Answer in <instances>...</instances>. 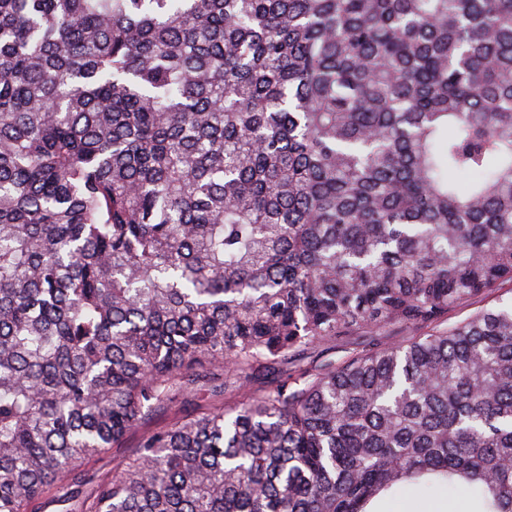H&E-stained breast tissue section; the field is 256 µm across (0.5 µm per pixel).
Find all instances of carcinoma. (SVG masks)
I'll list each match as a JSON object with an SVG mask.
<instances>
[{
  "mask_svg": "<svg viewBox=\"0 0 512 512\" xmlns=\"http://www.w3.org/2000/svg\"><path fill=\"white\" fill-rule=\"evenodd\" d=\"M505 282L512 0H0V512H512ZM512 299V285L504 283L491 294H483L467 303L456 306L448 311V325L461 322L472 314L485 308L498 304L499 301L510 302ZM379 333L380 336H365L364 334H361L336 340V342L331 344L336 345V358L344 354L337 351L345 350L348 348H356L362 343H367L373 340H381L392 344H401L409 340L412 336H419V334L422 333V330H418L415 327L409 325H398L381 330ZM183 405L177 401L167 410L158 413L149 422L142 424L138 428L132 430L121 442L118 448H109L103 453L91 458L87 463L78 467V476L81 483L72 484V491L79 492V495L88 491L99 480L110 475L116 462L130 454L137 448L141 436L158 428L169 426L175 420L181 418L185 414ZM470 500H471V492L466 488H459L454 492L442 494L436 498L426 500L420 497L418 494L414 493L412 490H405L401 494L391 498L390 505L392 506L389 510H397L396 508L400 507L402 504H405L408 501H418L424 504L426 507L432 506L437 502L448 503V511L447 508L434 506L433 510H428L425 508L423 510L427 511H416V510H408L409 506H404L402 510H398L401 512H470Z\"/></svg>",
  "mask_w": 512,
  "mask_h": 512,
  "instance_id": "1",
  "label": "carcinoma"
}]
</instances>
